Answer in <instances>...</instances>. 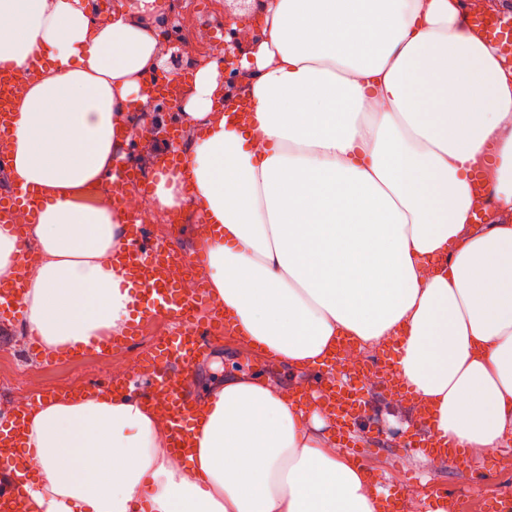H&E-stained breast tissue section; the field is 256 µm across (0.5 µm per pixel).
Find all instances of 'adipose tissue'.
<instances>
[{
    "instance_id": "1",
    "label": "adipose tissue",
    "mask_w": 512,
    "mask_h": 512,
    "mask_svg": "<svg viewBox=\"0 0 512 512\" xmlns=\"http://www.w3.org/2000/svg\"><path fill=\"white\" fill-rule=\"evenodd\" d=\"M462 0H262L246 39L248 116L224 113V59L198 69L183 174L152 211L201 209L196 249L240 342L291 371L345 337L391 348L436 437L493 455L512 444V68L460 20ZM162 0H0V53L44 60L16 103L10 176L41 190L23 305L46 349L118 334L135 288L112 199L86 191L124 163L130 108L163 63ZM428 96L432 111L418 100ZM385 100L388 111L372 109ZM263 149H255L256 138ZM482 167L502 219L471 221ZM333 422L291 388L226 371L200 399L194 451L172 466L150 403L66 392L27 418L44 478L29 512H383ZM70 455L68 471L57 468Z\"/></svg>"
}]
</instances>
